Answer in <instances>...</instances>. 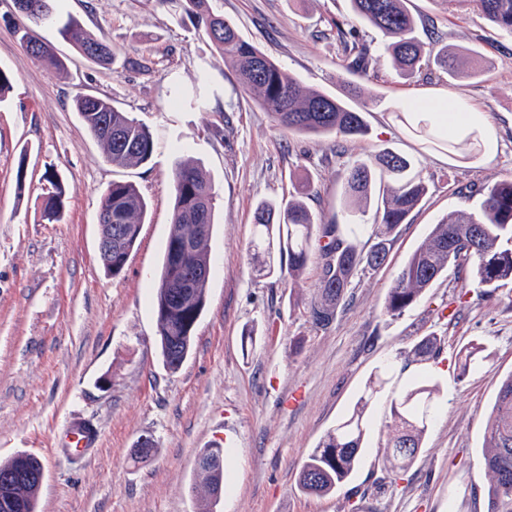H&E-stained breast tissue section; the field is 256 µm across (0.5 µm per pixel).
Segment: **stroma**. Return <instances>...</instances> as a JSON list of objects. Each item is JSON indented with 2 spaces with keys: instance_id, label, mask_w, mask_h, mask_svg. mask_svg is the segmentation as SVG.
Wrapping results in <instances>:
<instances>
[{
  "instance_id": "35a3bbf8",
  "label": "stroma",
  "mask_w": 512,
  "mask_h": 512,
  "mask_svg": "<svg viewBox=\"0 0 512 512\" xmlns=\"http://www.w3.org/2000/svg\"><path fill=\"white\" fill-rule=\"evenodd\" d=\"M242 35L303 86L351 100L367 135L307 136L276 125L238 87L233 70L195 32L186 0H55L61 21L120 47L109 67L85 60L56 25L40 36L64 71L34 59L14 32L12 0H0V69L12 88L0 104V460H41L39 512H195L191 486L200 451L225 448L226 491L215 512H485L490 477L482 457L487 418L512 374V283L487 298L468 272L449 268L415 307L386 315L393 279L433 224L478 212L480 188L512 178V34L472 5L454 12L437 0H409L427 53L469 48L486 65L456 80L436 71L400 78L381 34L357 19L349 0H207ZM357 31L371 52L367 74L344 67V34ZM146 61L143 69L132 60ZM111 98L150 131L149 163L112 167L73 108L77 92ZM461 95L489 112L495 155L465 160L422 145L402 114L410 100ZM391 150L410 158L429 192L394 236L386 263L358 273L329 328H315L302 305L318 284L312 256L298 281L253 274L252 217L263 200H288L310 182L311 211L339 215L343 170ZM209 173L217 226L213 273L192 353L168 371L156 345L150 281L159 270L174 204L173 172L183 159ZM25 161L24 189L15 185ZM68 185L61 223L41 218L46 169ZM135 184L147 216L124 272L105 273L97 213L112 181ZM252 329V346L242 344ZM440 336L427 367L399 352ZM481 343L482 370L459 379L458 348ZM394 361L400 386L427 371L440 389L437 418L412 466L390 484L381 454L390 392L370 410L361 465L336 492L297 487L307 455L351 409L370 377ZM88 420L97 446L73 454L58 445L72 417ZM152 435L150 458L135 461L138 438Z\"/></svg>"
}]
</instances>
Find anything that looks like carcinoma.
<instances>
[{"label":"carcinoma","instance_id":"cac0c4a2","mask_svg":"<svg viewBox=\"0 0 512 512\" xmlns=\"http://www.w3.org/2000/svg\"><path fill=\"white\" fill-rule=\"evenodd\" d=\"M193 26L206 36L215 50L235 70L237 81L277 125L310 136L351 138L367 132L361 112L345 101L316 89L304 87L254 44L246 40L237 24L222 14L209 11L204 0H187ZM483 16L512 33V0H473ZM353 13L379 30L388 40L387 49L395 70L403 77L421 65L435 66L453 79L475 78L482 61L444 51L424 58L416 35L417 21L406 0H350ZM17 19L15 31L30 54L46 67L61 71L62 60L38 30L57 21L54 0H13ZM61 35L76 51L98 65H110L118 54L112 40L85 31L78 20L68 19ZM347 69L366 74L371 55L365 47H352L344 59ZM75 111L105 159L116 168L140 166L154 153L152 136L142 123L118 109L107 96L80 92ZM478 139L470 132L448 146L464 155L476 149ZM48 184L42 204V220L61 221L69 190L52 170L44 172ZM174 206L160 273L152 288L156 339L164 366L179 370L190 353L196 325L206 306L213 261L210 250L215 210L211 180L200 167L180 163L173 173ZM377 219L360 226L355 217L370 202L375 187ZM312 192L306 182L296 189L297 197L284 206L263 203L254 211L253 231L248 246L251 265L262 276L279 273L299 281L319 244L322 274L306 314L315 328L324 330L336 318L350 285L364 269L375 270L386 261L396 228L405 223L423 201L427 187L412 171L411 161L384 150L355 163L344 177L342 208L350 217L346 224H324L302 198ZM484 201L479 213L459 212L433 225L427 238L410 254L395 276L388 293L386 313L399 316L417 305L434 282L453 264L464 269L472 261V274L482 285L494 289L512 283V179L482 188ZM148 204L131 183L114 181L104 193L98 224L106 226L110 245L100 255L105 271L119 276L137 242ZM364 228L371 245L358 247L344 232L356 234ZM279 264H274L273 257ZM441 338H421L408 352L409 363L426 365L440 356ZM481 347L472 344L455 354L461 377L482 367ZM391 367L379 372L365 386L353 409L343 415L308 455L298 479L307 495L322 496L336 491L362 462L361 449L368 433L366 411L389 383ZM439 400V390L424 374L395 392L390 404L389 434L383 460L391 481L413 463L430 430ZM484 461L491 474L485 491L487 512H512V375L501 384L490 412L484 435ZM43 465L34 456L20 454L0 462V512H38V494ZM224 489V448L215 442L200 451L192 487L197 512H214L216 492Z\"/></svg>","mask_w":512,"mask_h":512}]
</instances>
